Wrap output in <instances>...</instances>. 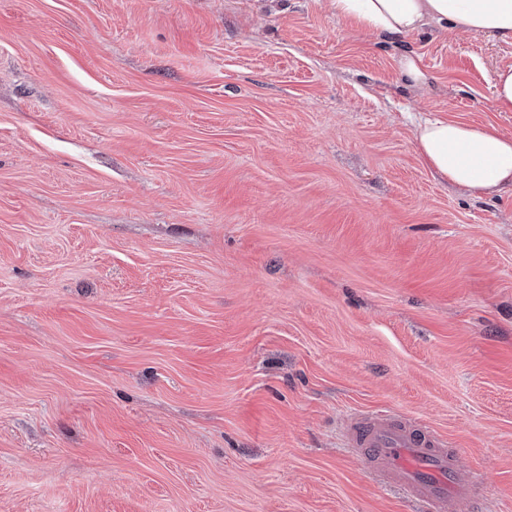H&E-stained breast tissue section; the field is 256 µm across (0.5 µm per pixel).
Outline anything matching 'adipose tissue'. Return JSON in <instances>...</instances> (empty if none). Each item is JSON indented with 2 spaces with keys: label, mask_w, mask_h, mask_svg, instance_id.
I'll use <instances>...</instances> for the list:
<instances>
[{
  "label": "adipose tissue",
  "mask_w": 512,
  "mask_h": 512,
  "mask_svg": "<svg viewBox=\"0 0 512 512\" xmlns=\"http://www.w3.org/2000/svg\"><path fill=\"white\" fill-rule=\"evenodd\" d=\"M338 18L394 42L428 24L512 43V0H332ZM424 163L472 195L512 187V139L495 129L437 117L415 130Z\"/></svg>",
  "instance_id": "1"
}]
</instances>
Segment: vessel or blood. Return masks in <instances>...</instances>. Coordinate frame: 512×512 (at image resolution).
Returning <instances> with one entry per match:
<instances>
[{
	"label": "vessel or blood",
	"instance_id": "1",
	"mask_svg": "<svg viewBox=\"0 0 512 512\" xmlns=\"http://www.w3.org/2000/svg\"><path fill=\"white\" fill-rule=\"evenodd\" d=\"M345 440L376 481L418 502L423 512H443L448 501L467 504L475 496V480L447 436L419 419L357 413L347 424Z\"/></svg>",
	"mask_w": 512,
	"mask_h": 512
}]
</instances>
